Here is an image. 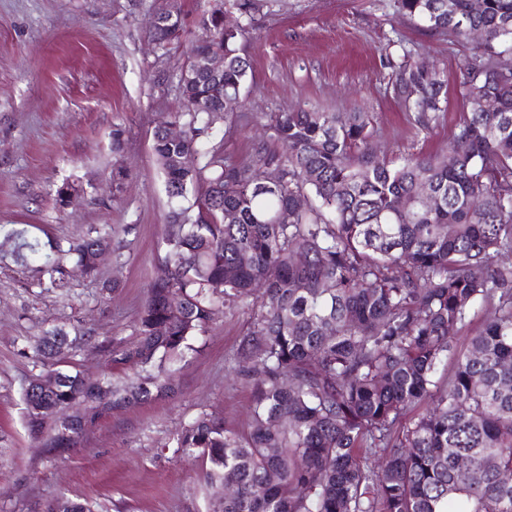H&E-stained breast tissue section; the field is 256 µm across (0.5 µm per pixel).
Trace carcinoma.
I'll return each mask as SVG.
<instances>
[{"instance_id":"1","label":"carcinoma","mask_w":512,"mask_h":512,"mask_svg":"<svg viewBox=\"0 0 512 512\" xmlns=\"http://www.w3.org/2000/svg\"><path fill=\"white\" fill-rule=\"evenodd\" d=\"M437 33L478 30L461 81L467 111L448 145L428 156L381 162L366 112L301 108L256 124L268 141L249 161L210 144L244 104L250 64L242 45L263 0H213L196 13L197 39L175 74L183 110L153 150L169 198L163 256L135 319L132 341L112 343L114 372L87 383L56 367L76 339L61 328L25 338L23 352L58 373L45 392L21 387L28 430L60 456L103 417L175 392L180 363L198 352L220 309L241 310L252 389L246 429L207 412L176 433V452L202 460L212 512H512V0H398ZM237 23L224 26L226 8ZM186 16L156 12L150 38L166 51ZM224 58V71L205 61ZM393 90L419 132L441 120L447 90L409 53ZM275 181L258 180L262 171ZM83 188L63 183L61 209ZM191 205H184L188 197ZM109 233L69 246L91 273ZM52 288L60 258L20 238ZM178 302L172 303L171 297ZM478 305L485 328L445 375L455 334ZM46 512H92L60 498Z\"/></svg>"}]
</instances>
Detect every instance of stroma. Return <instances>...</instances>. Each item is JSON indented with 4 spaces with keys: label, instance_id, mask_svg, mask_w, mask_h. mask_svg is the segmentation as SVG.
<instances>
[{
    "label": "stroma",
    "instance_id": "35a3bbf8",
    "mask_svg": "<svg viewBox=\"0 0 512 512\" xmlns=\"http://www.w3.org/2000/svg\"><path fill=\"white\" fill-rule=\"evenodd\" d=\"M166 0H0V512H45L50 501L90 503L94 512H206L200 463L174 456L181 423L200 412L247 426L250 386L226 378L247 317L218 312L169 398L105 417L64 458L43 450L25 425L23 380L37 374L25 337L57 326L79 337L64 355L89 380L106 370L113 340L135 334L156 271L169 209L153 132L182 104L174 75L194 29L165 53L148 38ZM471 44L425 30L396 0H266L244 43L251 73L237 125L215 133L226 160L247 161L255 112H368L379 157L439 151L465 106L460 80ZM412 50L448 85V104L429 135L416 132L391 88L387 56ZM124 145L112 150V130ZM122 166V187L112 181ZM66 181L84 193L55 205ZM135 225L123 267L105 253L93 273L70 270L64 289L39 286L35 264L14 257V235L68 244L104 226ZM119 280L110 294L102 288Z\"/></svg>",
    "mask_w": 512,
    "mask_h": 512
}]
</instances>
